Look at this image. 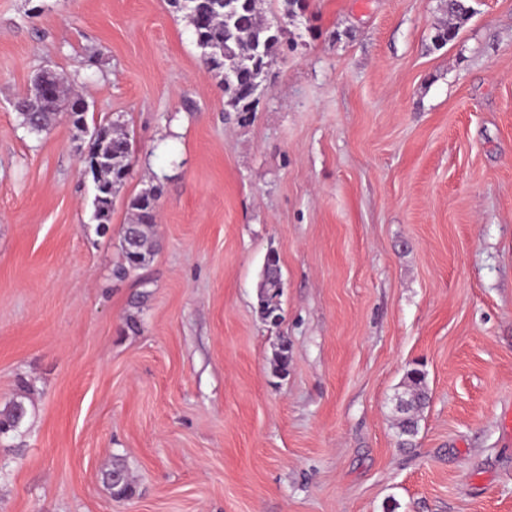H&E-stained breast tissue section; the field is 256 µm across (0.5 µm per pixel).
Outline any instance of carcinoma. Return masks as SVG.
Segmentation results:
<instances>
[{"instance_id": "1", "label": "carcinoma", "mask_w": 512, "mask_h": 512, "mask_svg": "<svg viewBox=\"0 0 512 512\" xmlns=\"http://www.w3.org/2000/svg\"><path fill=\"white\" fill-rule=\"evenodd\" d=\"M171 6L184 13L190 20L197 46L202 56L218 58L221 64L219 76L224 82L227 96L226 106L237 111H247L252 99L261 90L266 74L274 62V49L285 33L283 27H273L261 19L257 4L259 0H170ZM473 13L470 0H449L448 17L451 22L437 29L434 42L443 46L453 41L462 24ZM62 102V87H57L52 99H30L17 103L16 109L29 131H37L41 124H50L52 112ZM95 155L103 160L96 172L94 219L100 224H108L112 219V198L123 186L129 172L132 143L127 131L112 122L98 127L94 142ZM162 188L151 186L131 199V218L124 228L136 227L137 240L130 244L122 237L123 264L117 275L126 277L132 271L145 265L147 256L153 250L151 230L155 220L143 221L150 201L160 197ZM274 371L288 374L290 349L283 339L273 354ZM412 388V399L403 410L404 417L397 424L401 445L413 447V439L418 433L417 413L425 405L427 393L425 378L414 369L407 374ZM30 384L19 382V394L9 405L0 410V438H8L19 432L26 424L28 407L25 399L30 394ZM107 481L112 494L118 499H127L133 494L125 468L117 465L107 473Z\"/></svg>"}]
</instances>
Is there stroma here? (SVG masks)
Segmentation results:
<instances>
[{"label":"stroma","instance_id":"stroma-1","mask_svg":"<svg viewBox=\"0 0 512 512\" xmlns=\"http://www.w3.org/2000/svg\"><path fill=\"white\" fill-rule=\"evenodd\" d=\"M472 5L440 47L446 0H305L230 112L168 0H0V409L31 385L0 512H512V0ZM45 67L130 136L111 224L87 131L20 122ZM156 182L153 255L116 278ZM419 372V370L414 369L407 374L411 383L412 399L407 401V407L401 410L405 416L397 424L401 445L407 448L413 447V439L418 433L417 413L425 405L427 399L425 378ZM411 411L412 414H410ZM113 475H116V479H112ZM106 476L112 494L116 495L117 499L122 500L132 496L133 487L123 466L116 465Z\"/></svg>","mask_w":512,"mask_h":512}]
</instances>
